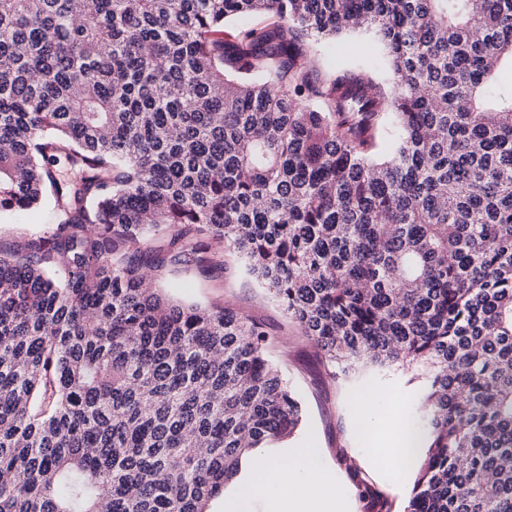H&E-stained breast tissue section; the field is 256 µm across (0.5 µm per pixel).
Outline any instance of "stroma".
<instances>
[{"label":"stroma","mask_w":512,"mask_h":512,"mask_svg":"<svg viewBox=\"0 0 512 512\" xmlns=\"http://www.w3.org/2000/svg\"><path fill=\"white\" fill-rule=\"evenodd\" d=\"M328 46L350 63L383 57L379 42L370 32H350L329 40ZM53 229L50 209L37 214L14 213L0 221V248H12ZM156 283L181 303L230 304L264 322L270 333L274 363L306 405L305 426L291 439V446L319 450L325 468L339 479L350 512H372V496L376 493L388 500L390 512H404L411 495L413 472L376 469L369 451L392 446L398 422L411 415L420 396V381L409 380L407 375L394 370H376L358 377L335 373L299 327L244 276L234 257H226L224 265L206 273L192 263L173 264L157 274ZM367 386L387 401L374 416L375 433L368 440L355 430L360 414L358 399Z\"/></svg>","instance_id":"35a3bbf8"}]
</instances>
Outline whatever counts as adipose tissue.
I'll use <instances>...</instances> for the list:
<instances>
[{"label": "adipose tissue", "instance_id": "1", "mask_svg": "<svg viewBox=\"0 0 512 512\" xmlns=\"http://www.w3.org/2000/svg\"><path fill=\"white\" fill-rule=\"evenodd\" d=\"M317 449L292 448L276 455L256 454V464L237 492L224 502L225 512H250L254 500L268 503L270 512H346L339 485L321 482Z\"/></svg>", "mask_w": 512, "mask_h": 512}]
</instances>
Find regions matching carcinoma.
I'll use <instances>...</instances> for the list:
<instances>
[{
    "label": "carcinoma",
    "mask_w": 512,
    "mask_h": 512,
    "mask_svg": "<svg viewBox=\"0 0 512 512\" xmlns=\"http://www.w3.org/2000/svg\"><path fill=\"white\" fill-rule=\"evenodd\" d=\"M357 29L388 68L315 78ZM506 61L512 0H0V214L57 224L0 250V512H209L298 432L264 325L149 275L226 254L422 379L405 512H512Z\"/></svg>",
    "instance_id": "cac0c4a2"
}]
</instances>
